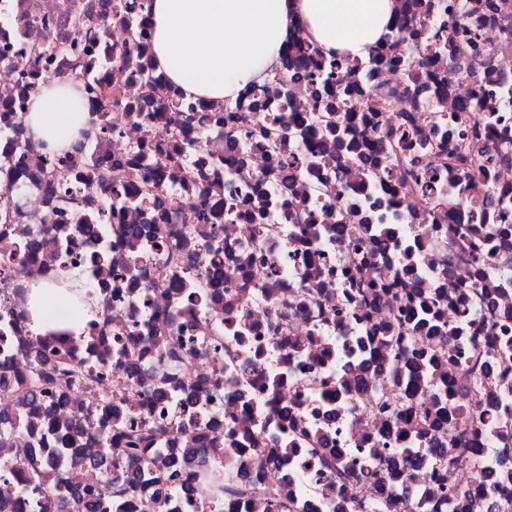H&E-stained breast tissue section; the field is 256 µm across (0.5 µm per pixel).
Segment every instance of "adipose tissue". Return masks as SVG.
I'll return each instance as SVG.
<instances>
[{
    "label": "adipose tissue",
    "instance_id": "obj_1",
    "mask_svg": "<svg viewBox=\"0 0 512 512\" xmlns=\"http://www.w3.org/2000/svg\"><path fill=\"white\" fill-rule=\"evenodd\" d=\"M395 0H153V55L186 94L234 101L244 85L273 77L291 26L302 25L325 54L367 56L386 33ZM79 85L47 81L30 101L24 121L49 150H70L85 123ZM33 330L82 336L99 312L97 298L73 280L32 285Z\"/></svg>",
    "mask_w": 512,
    "mask_h": 512
}]
</instances>
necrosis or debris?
Wrapping results in <instances>:
<instances>
[{
  "label": "necrosis or debris",
  "mask_w": 512,
  "mask_h": 512,
  "mask_svg": "<svg viewBox=\"0 0 512 512\" xmlns=\"http://www.w3.org/2000/svg\"><path fill=\"white\" fill-rule=\"evenodd\" d=\"M119 2L0 0V437L17 427L29 441L20 455L0 449L12 459L0 512H33L23 490L35 459L54 460L67 492L104 496L130 462L110 439L117 422L166 435L139 453L159 482L142 478L111 512H512V371L500 369L512 334L497 328L512 323V235L486 294L479 263L448 261L454 214L427 216L422 198L395 196L387 246L370 251L355 209L377 194L312 122L306 84L248 86L230 107L185 96L158 72L151 28L131 39ZM78 14L90 35L73 34ZM365 71L398 92L381 129L407 117L421 141L439 137L432 113L468 94L414 99L401 70ZM47 77L80 80L88 106L85 135L58 163L23 121ZM271 119L285 136L277 151L261 144ZM364 269L374 288L361 298L348 282ZM79 270L103 308L86 340L34 335L29 283ZM412 282L436 296L438 332L379 343L408 314ZM419 354L429 365L413 382ZM60 355L92 366V381L51 413L24 404L35 370L55 375ZM477 359L492 382L472 393ZM480 414L488 424L471 425ZM57 427L82 431V460L57 453ZM444 447L449 474L432 467L418 482L399 460ZM187 448L216 462L228 495L215 498Z\"/></svg>",
  "instance_id": "necrosis-or-debris-1"
}]
</instances>
